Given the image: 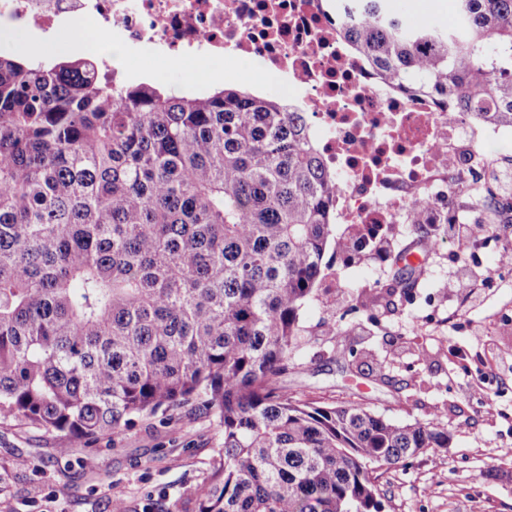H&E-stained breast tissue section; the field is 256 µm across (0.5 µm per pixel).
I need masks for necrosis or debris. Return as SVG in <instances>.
Wrapping results in <instances>:
<instances>
[{
	"label": "necrosis or debris",
	"instance_id": "4bbe7bcc",
	"mask_svg": "<svg viewBox=\"0 0 512 512\" xmlns=\"http://www.w3.org/2000/svg\"><path fill=\"white\" fill-rule=\"evenodd\" d=\"M0 22L52 33L63 24L112 31L127 46L199 65L227 54L257 60L271 90L309 116L340 188L336 224L426 222L478 171L477 123L442 95L414 97L378 79L340 39L323 0H0Z\"/></svg>",
	"mask_w": 512,
	"mask_h": 512
}]
</instances>
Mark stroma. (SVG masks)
<instances>
[{
	"mask_svg": "<svg viewBox=\"0 0 512 512\" xmlns=\"http://www.w3.org/2000/svg\"><path fill=\"white\" fill-rule=\"evenodd\" d=\"M122 76L146 74L178 91L175 61L133 48L112 58ZM209 87L264 95L247 56L217 57ZM512 226L490 245L437 244L407 296L388 299L393 269L334 258L337 287L319 286L301 310L306 342L284 384L320 401L360 402L412 424L440 421L448 446L382 480L385 512H512V266L499 262ZM476 275L478 296L450 292V280ZM485 393L476 395L473 382ZM499 412L484 413L481 398ZM222 430L201 409L156 414L100 440H65L18 419L0 420V512H188L218 457ZM93 468H84L85 458Z\"/></svg>",
	"mask_w": 512,
	"mask_h": 512,
	"instance_id": "35a3bbf8",
	"label": "stroma"
}]
</instances>
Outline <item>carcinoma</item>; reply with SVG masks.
Returning a JSON list of instances; mask_svg holds the SVG:
<instances>
[{"mask_svg": "<svg viewBox=\"0 0 512 512\" xmlns=\"http://www.w3.org/2000/svg\"><path fill=\"white\" fill-rule=\"evenodd\" d=\"M325 7L380 80L512 127V0H455L451 29L385 0ZM491 166L396 253L390 224L334 234L339 181L280 98L0 53V419L89 440L201 408L223 442L194 512H380L382 475L448 429L288 392L300 311L329 252L403 262L390 287L409 293L418 244L512 224Z\"/></svg>", "mask_w": 512, "mask_h": 512, "instance_id": "carcinoma-1", "label": "carcinoma"}]
</instances>
